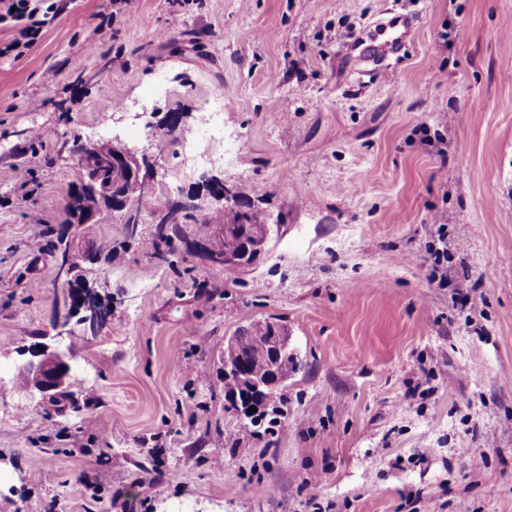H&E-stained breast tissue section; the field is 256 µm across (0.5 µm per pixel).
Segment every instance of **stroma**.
I'll list each match as a JSON object with an SVG mask.
<instances>
[{
	"instance_id": "stroma-1",
	"label": "stroma",
	"mask_w": 512,
	"mask_h": 512,
	"mask_svg": "<svg viewBox=\"0 0 512 512\" xmlns=\"http://www.w3.org/2000/svg\"><path fill=\"white\" fill-rule=\"evenodd\" d=\"M385 12L414 14L410 39L359 80L328 33ZM20 38L0 27V512H512V0H73ZM217 89L211 165L179 140ZM77 136L164 152L154 196L250 184L274 232L224 268L187 247L203 208L171 266L145 246L152 198L134 241L102 211L76 244L112 256L85 271L111 315L71 319L57 405L20 380L55 346L42 227L66 218ZM270 318L302 366L255 438L224 341Z\"/></svg>"
}]
</instances>
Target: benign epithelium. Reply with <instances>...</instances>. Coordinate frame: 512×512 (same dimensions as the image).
<instances>
[{"label": "benign epithelium", "instance_id": "benign-epithelium-1", "mask_svg": "<svg viewBox=\"0 0 512 512\" xmlns=\"http://www.w3.org/2000/svg\"><path fill=\"white\" fill-rule=\"evenodd\" d=\"M73 154L76 163H95L106 172L107 180L102 187L94 189V192L103 194L109 201L112 210L128 214L130 224L126 227V232L131 237L136 236L138 232L137 209L119 195L118 187L126 179H136L140 184L141 196L152 194L150 180L147 175L142 173V170L161 166L164 161L163 154L157 153L153 162L148 164L130 155L120 145L101 140L86 142L78 140L73 145ZM201 185L202 193L192 195L185 201L172 203L170 209L161 214L159 226L165 228L169 224L179 223L182 213L201 208L200 200L205 196L226 203L235 212L243 210V206L240 205L239 199L235 195V186L224 182V179L216 176L205 177L201 180ZM225 230L227 227L224 225L214 229L212 236L199 243V247L207 251L212 262L226 268H248L254 265L266 252L273 234V228L269 224L254 226L246 230L249 242L245 249L240 253L233 254L222 251L213 243L215 238H224ZM64 235L68 246L58 251L56 278L60 286L66 288L74 279L75 274V260L72 251L75 238L73 225L65 226ZM73 313L81 315V321L93 327L108 319L110 310L103 308L95 294L88 290L80 300L71 301L65 306L63 319L56 321L54 325L56 337H64L65 327L69 324L70 316ZM246 341L247 336L237 335L227 339L224 343V370L238 374L237 380L233 381L230 386V398L237 406L242 403L269 401L278 387L288 380L290 368L296 369L299 366V355L297 350L291 346L288 333L280 325L274 323L269 330V346L271 348L269 374L264 379L254 378L244 373L241 351ZM23 370L26 372L29 388L37 391L42 398L54 401L68 393L72 379L69 352L59 348L46 352L38 361L28 362Z\"/></svg>", "mask_w": 512, "mask_h": 512}]
</instances>
